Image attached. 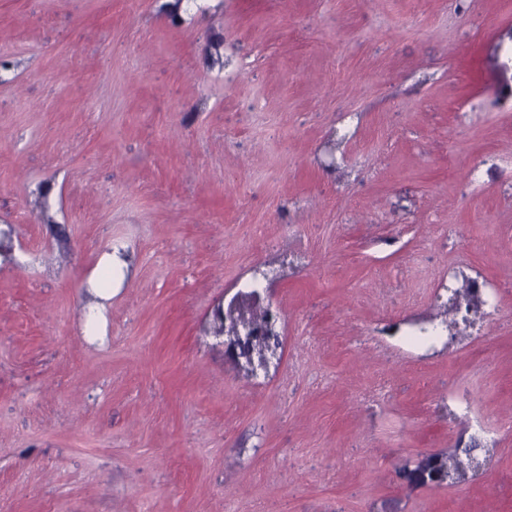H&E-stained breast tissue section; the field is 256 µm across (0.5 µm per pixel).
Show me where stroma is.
I'll use <instances>...</instances> for the list:
<instances>
[{
  "instance_id": "35a3bbf8",
  "label": "stroma",
  "mask_w": 512,
  "mask_h": 512,
  "mask_svg": "<svg viewBox=\"0 0 512 512\" xmlns=\"http://www.w3.org/2000/svg\"><path fill=\"white\" fill-rule=\"evenodd\" d=\"M8 225L0 512H512V432L417 469L459 388L512 417V0H0ZM264 264L255 380L205 331ZM471 278L500 314L413 342Z\"/></svg>"
}]
</instances>
